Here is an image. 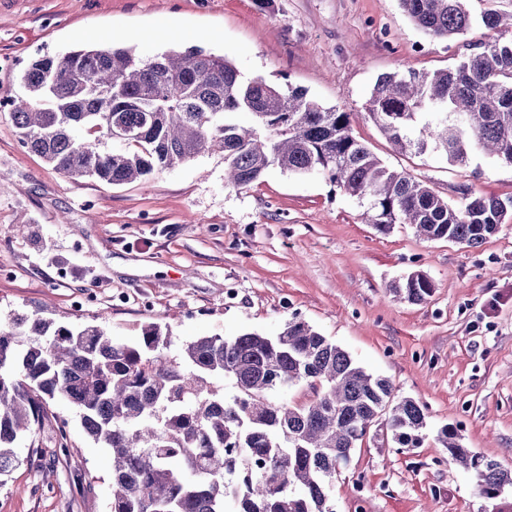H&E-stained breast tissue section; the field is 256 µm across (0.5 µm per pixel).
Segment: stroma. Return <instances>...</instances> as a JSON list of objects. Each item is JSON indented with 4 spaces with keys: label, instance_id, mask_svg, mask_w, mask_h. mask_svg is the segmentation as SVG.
<instances>
[{
    "label": "stroma",
    "instance_id": "obj_1",
    "mask_svg": "<svg viewBox=\"0 0 512 512\" xmlns=\"http://www.w3.org/2000/svg\"><path fill=\"white\" fill-rule=\"evenodd\" d=\"M489 36L478 23L464 39L427 36L399 0H0V98L24 95L33 59L93 38L144 61L196 44L244 77L355 113L360 141L448 201L465 188L506 200L512 166L395 152L363 113L378 76L446 68ZM362 213L318 173L274 167L227 186L219 151L124 185L70 178L24 148L0 111V314L98 325L117 342L159 322L175 350L205 335L272 336L301 319L427 407L421 447L371 428L333 481L336 512H512L511 487L481 496L437 438L456 427L464 447L512 469V213L477 248L420 239L408 224L384 234ZM415 271L435 284L427 302L389 294ZM51 411L67 451L48 426L24 440L0 512H110L111 452L68 401Z\"/></svg>",
    "mask_w": 512,
    "mask_h": 512
}]
</instances>
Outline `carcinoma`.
I'll return each mask as SVG.
<instances>
[{"mask_svg": "<svg viewBox=\"0 0 512 512\" xmlns=\"http://www.w3.org/2000/svg\"><path fill=\"white\" fill-rule=\"evenodd\" d=\"M468 2L399 0L424 34L448 40L468 33ZM481 21L493 35L454 67L377 78L366 115L399 150L441 152L461 166L478 151L512 166V37L500 33L512 30V14L489 8ZM20 81L26 96L10 101L20 142L68 177L122 185L218 149L229 186L247 187L272 167L320 173L357 198L378 231L411 224L425 240L466 248L497 233L512 210V199L467 188L459 203L444 199L359 141L354 113L300 87L246 79L197 45L145 63L113 45L39 56ZM238 112L251 124L236 122ZM389 291L420 304L434 283L413 272ZM169 345L156 322L118 343L97 325L1 315L0 484L57 398L112 453L110 512H335L336 472L375 423L404 448L422 444L425 408L302 320L275 336L199 337L174 355L164 353ZM300 384L313 392L304 405L274 396ZM439 441L484 497L512 486V471L463 447L455 428L443 427Z\"/></svg>", "mask_w": 512, "mask_h": 512, "instance_id": "carcinoma-1", "label": "carcinoma"}]
</instances>
